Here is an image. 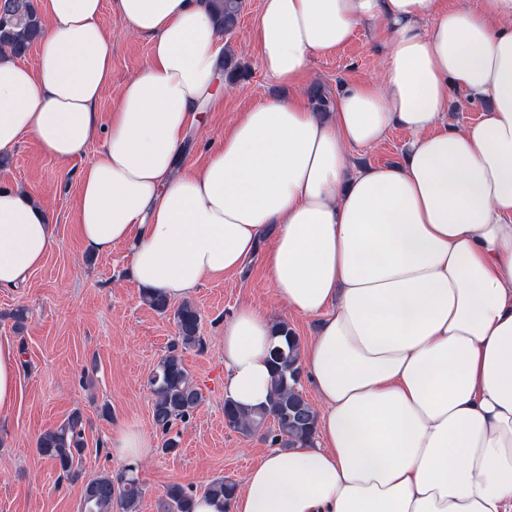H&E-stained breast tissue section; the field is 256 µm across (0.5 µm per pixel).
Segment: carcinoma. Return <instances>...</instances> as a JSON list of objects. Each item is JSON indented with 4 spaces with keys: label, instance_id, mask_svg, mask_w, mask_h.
<instances>
[{
    "label": "carcinoma",
    "instance_id": "obj_1",
    "mask_svg": "<svg viewBox=\"0 0 512 512\" xmlns=\"http://www.w3.org/2000/svg\"><path fill=\"white\" fill-rule=\"evenodd\" d=\"M214 9L220 28L230 32L237 25L242 0H216ZM41 29L42 19L33 0H0V57L26 55ZM174 320L177 336L149 380L153 393L152 418L156 428L166 437L161 445L164 454L178 451L177 440L169 436L173 424L189 418L204 399L181 358V352L186 348H203L198 311L192 304L183 303L174 310ZM275 329L284 338V346L274 348L269 359L276 398L269 407L253 410L226 400L224 424L249 436L261 431L271 420L276 431L274 439L280 444L306 443L315 438L318 416L299 390L301 346L287 324L279 323ZM84 429L83 415L75 411L62 425L46 431L38 442L40 455L72 481L81 477L80 463L86 449ZM235 492L234 482L217 478L206 485L203 494L228 505ZM141 498L142 486L136 468L127 466L115 476L109 473L89 480L83 489L80 512H138ZM194 500L195 496L181 485L171 484L167 487L162 509L163 512H194Z\"/></svg>",
    "mask_w": 512,
    "mask_h": 512
}]
</instances>
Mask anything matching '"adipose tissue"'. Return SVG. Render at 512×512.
Here are the masks:
<instances>
[{"instance_id":"adipose-tissue-1","label":"adipose tissue","mask_w":512,"mask_h":512,"mask_svg":"<svg viewBox=\"0 0 512 512\" xmlns=\"http://www.w3.org/2000/svg\"><path fill=\"white\" fill-rule=\"evenodd\" d=\"M438 0H261V68L295 86L312 57L362 24L391 38L380 79L345 85L328 116L273 99L245 112L198 170L177 162L224 94V36L209 0H112L151 53L112 80L103 0H43L35 69L0 57V152L31 135L80 176L77 226L94 254L124 246L142 288L190 297L264 264L289 311L319 317L301 354L321 412L313 443L276 447L233 512H512V0L439 11ZM433 18L422 31L424 18ZM485 102L448 124L450 89ZM394 128L400 165L350 168ZM55 242L48 209L0 187V289L24 284ZM268 315L224 326V397H275Z\"/></svg>"}]
</instances>
